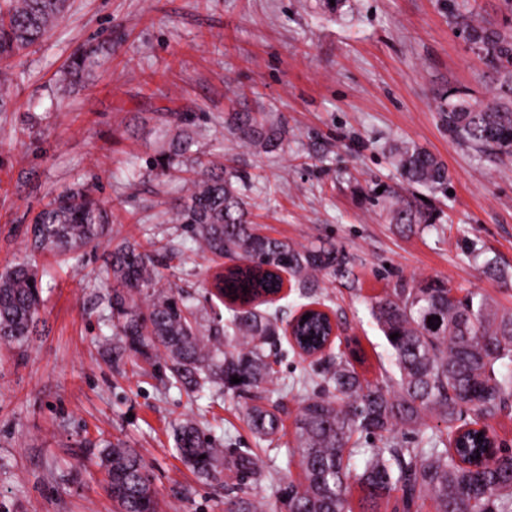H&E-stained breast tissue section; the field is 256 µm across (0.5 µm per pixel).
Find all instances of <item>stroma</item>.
<instances>
[{
    "label": "stroma",
    "instance_id": "stroma-1",
    "mask_svg": "<svg viewBox=\"0 0 512 512\" xmlns=\"http://www.w3.org/2000/svg\"><path fill=\"white\" fill-rule=\"evenodd\" d=\"M101 67L65 97L57 81L80 49ZM476 50L455 28L448 0H70L52 35L15 60L11 103L0 112V270L34 255L44 305L23 347L0 345V512H115L95 456L108 443L145 460L160 512H224L225 486L276 505L275 485L302 482L287 463L304 391L319 373L281 343L271 384L280 431L258 441L244 418L249 399L194 397L166 387L149 366L113 368L101 358L108 334L97 272L108 247L68 256L34 251L32 217L56 195L96 186L115 240L178 242L157 258L166 281L191 294L204 317L229 318L203 285L217 263L166 221L185 194L192 158L165 170L152 162L171 113L191 120L196 150L246 176L250 219L292 245H332L346 273L315 295L291 288L274 306L291 317L316 300L357 343L362 378L395 377L390 348L371 315L399 280L439 279L457 294L483 292L512 311V164L481 159L449 139L436 108L454 87L470 102L491 95ZM61 105H54V98ZM230 112H264L287 129L264 152L224 128ZM413 143L448 168V192H427L432 221L390 223L398 148ZM507 271L489 277L486 262ZM191 418L227 448L256 454L262 482L225 470L207 482L181 459L173 429Z\"/></svg>",
    "mask_w": 512,
    "mask_h": 512
}]
</instances>
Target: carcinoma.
<instances>
[{
    "label": "carcinoma",
    "mask_w": 512,
    "mask_h": 512,
    "mask_svg": "<svg viewBox=\"0 0 512 512\" xmlns=\"http://www.w3.org/2000/svg\"><path fill=\"white\" fill-rule=\"evenodd\" d=\"M68 0H0V112L10 104L9 87L15 57L42 42L60 23ZM454 24L485 60L493 97L471 103L448 90L437 96V110L448 136L479 156L512 162V31L471 9L451 5ZM99 65L98 53L72 57L67 75L76 79ZM178 131L168 140L155 165L169 166L192 152L195 139L187 117L176 115ZM227 126L250 146L268 150L279 145L283 127L262 113L233 112ZM398 166L409 186L441 189L448 181L444 162L414 145L398 150ZM188 194L168 211L169 224H180L204 252L230 255L244 267L224 275L215 287L232 294L240 308L227 323L200 321L197 308L177 286L162 283L152 256L111 236L109 215L87 186L50 200L32 219L34 247L59 254L79 248L111 247L100 280L112 283L107 308L112 318L108 360L136 357L151 368L167 371L188 394L222 387L253 395L246 420L256 438L273 442L279 432L278 404L266 383L273 372L269 357L278 355L283 317L260 310V296L282 287L289 272L302 288L326 276L345 273L346 257L335 247L296 248L256 233L241 189L244 177L223 164L196 157ZM394 224H427L430 213L413 196L392 188ZM445 282L399 281L371 305V313L390 347L399 378L393 384L361 379L351 357L331 355L313 391L302 399L295 419V443L288 462H295L304 482L279 486L285 512H353L348 492L360 490L359 512H379L394 502L393 512H412L430 499L435 512H512V448L488 451L486 434L474 428L493 418L512 400V311L495 308L485 294L470 292L448 301ZM42 305L39 274L29 264L0 272V344L25 340ZM431 316L439 317L434 328ZM327 316L319 311L296 325L295 341L308 350L326 342ZM398 337L392 339L390 335ZM241 378L237 384L231 377ZM434 419L442 428L423 445L401 448L392 442L354 450V436L371 437L399 430L406 434ZM175 448L205 480L223 479L222 466L243 479L260 480L256 455L228 453L197 422L185 420L173 431ZM107 490L117 512H159L146 466L133 448L109 445L99 453ZM264 499L236 487L224 492V512H267Z\"/></svg>",
    "instance_id": "cac0c4a2"
}]
</instances>
